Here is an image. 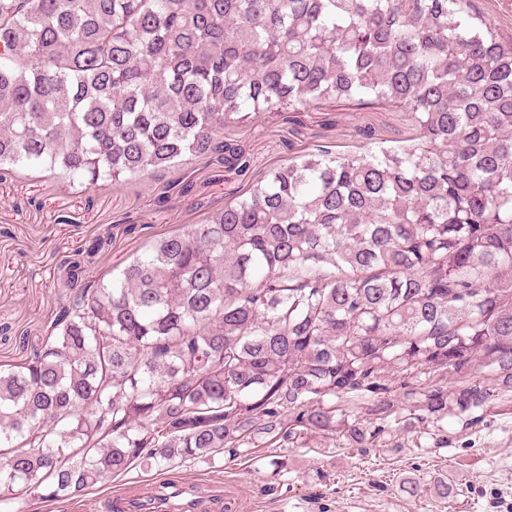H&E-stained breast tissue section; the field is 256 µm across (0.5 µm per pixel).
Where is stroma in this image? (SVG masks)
<instances>
[{
    "label": "stroma",
    "mask_w": 512,
    "mask_h": 512,
    "mask_svg": "<svg viewBox=\"0 0 512 512\" xmlns=\"http://www.w3.org/2000/svg\"><path fill=\"white\" fill-rule=\"evenodd\" d=\"M196 196L162 214L149 211L154 183L144 178L87 192L38 171L21 169L0 181V323L37 332L55 306L57 261L125 213L144 210L156 232L192 218L197 196L220 202L232 190L224 178L196 168ZM60 215L74 225L57 223ZM403 388L384 430L365 447L341 434L305 437L296 447L252 448L172 469L133 464L109 484L65 502L32 505V512H97L108 488L144 485L172 476L201 486L223 483L229 512H512V388L469 412L442 420L414 418ZM413 477L416 496L402 490ZM448 479L456 494L438 498L434 480Z\"/></svg>",
    "instance_id": "obj_1"
}]
</instances>
